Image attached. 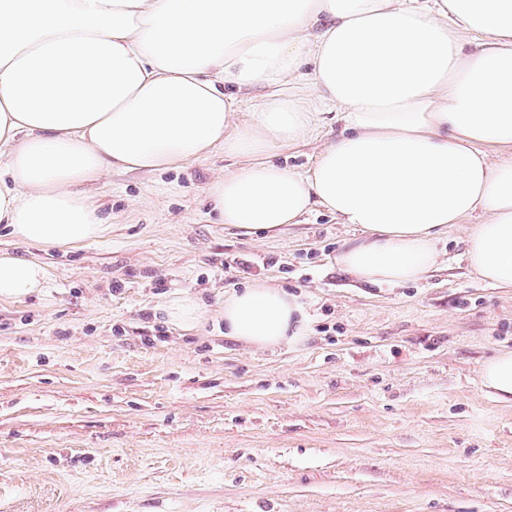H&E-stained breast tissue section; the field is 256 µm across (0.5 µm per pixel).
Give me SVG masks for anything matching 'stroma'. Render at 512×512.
Segmentation results:
<instances>
[{
    "mask_svg": "<svg viewBox=\"0 0 512 512\" xmlns=\"http://www.w3.org/2000/svg\"><path fill=\"white\" fill-rule=\"evenodd\" d=\"M340 131L277 161L309 171ZM232 167L107 174L108 228L77 246L0 224V251L48 273L0 298V512H512V403L480 377L512 351V290L470 272L466 225L425 280L369 286L338 262L359 230L326 211L218 224L207 189ZM259 279L296 296L302 336L225 337V295ZM185 298L190 329L167 315Z\"/></svg>",
    "mask_w": 512,
    "mask_h": 512,
    "instance_id": "1",
    "label": "stroma"
}]
</instances>
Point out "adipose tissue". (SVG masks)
<instances>
[{"mask_svg":"<svg viewBox=\"0 0 512 512\" xmlns=\"http://www.w3.org/2000/svg\"><path fill=\"white\" fill-rule=\"evenodd\" d=\"M329 113L343 130L311 172L273 162ZM218 150L239 160L209 187L226 226L275 232L324 210L364 233L341 267L380 286L422 280L465 222L471 270L512 288V0H0V223L19 237L97 238L88 189L104 175ZM46 277L0 254V298ZM223 315L258 348L305 326L264 282Z\"/></svg>","mask_w":512,"mask_h":512,"instance_id":"1","label":"adipose tissue"}]
</instances>
